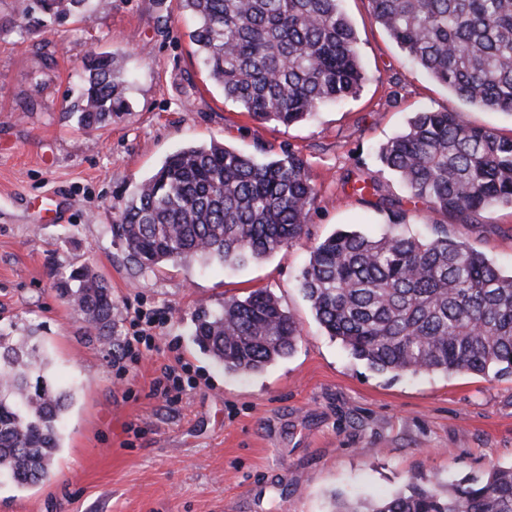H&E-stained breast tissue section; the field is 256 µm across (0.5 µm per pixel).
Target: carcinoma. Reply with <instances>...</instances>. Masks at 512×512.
Segmentation results:
<instances>
[{
  "instance_id": "1",
  "label": "carcinoma",
  "mask_w": 512,
  "mask_h": 512,
  "mask_svg": "<svg viewBox=\"0 0 512 512\" xmlns=\"http://www.w3.org/2000/svg\"><path fill=\"white\" fill-rule=\"evenodd\" d=\"M87 0H22L21 34L44 18L82 16ZM341 0H181L196 52L224 99L251 118L291 126L356 95L365 80ZM379 26L432 79L469 106L512 115V0H368ZM112 52L82 62L77 124L92 132L128 109ZM380 161L434 211L476 223L512 208V135L459 112L416 113L378 149ZM318 191L290 149L258 157L219 142L184 147L136 188L111 231L141 270L216 261L245 266L299 238ZM405 214L370 235L339 230L316 242L301 289L326 333L377 372H469L512 378V274L435 225L404 234ZM87 329H112L107 283L81 266L58 288ZM198 345L227 372L256 373L301 339L267 289L231 296L195 319ZM31 336L0 333V475L18 486L49 478L70 391L53 383ZM333 512H512V466L443 489L419 476L380 501L336 498Z\"/></svg>"
}]
</instances>
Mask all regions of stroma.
<instances>
[{"mask_svg": "<svg viewBox=\"0 0 512 512\" xmlns=\"http://www.w3.org/2000/svg\"><path fill=\"white\" fill-rule=\"evenodd\" d=\"M341 6L366 80L285 127L225 101L178 0H89V20L54 19L24 37L11 27L19 0H0V331L38 326L54 380L74 390L52 478L20 487L0 477V512H331L336 493L378 500L419 475L446 485L512 465V380L373 372L325 335L299 288L315 242L347 227L381 232L393 211L405 213L406 232L447 225L512 270V208L463 223L412 199L377 159L418 112H458L505 135L512 116L472 109L410 64L368 0ZM93 50L122 55L132 84L128 112L88 133L73 106ZM213 141L300 152L319 188L307 234L246 267L138 270L109 230L116 208L172 153ZM367 178L379 194L355 195ZM50 198L62 217L46 224L40 204ZM82 265L112 289V341L56 292ZM257 288L294 314L301 340L261 372H224L194 342V320ZM131 305L168 314L155 349L136 361L120 355ZM178 356L187 367L168 403L152 386Z\"/></svg>", "mask_w": 512, "mask_h": 512, "instance_id": "stroma-1", "label": "stroma"}]
</instances>
